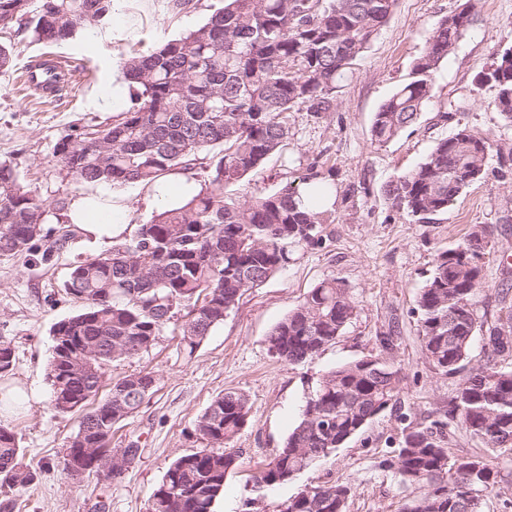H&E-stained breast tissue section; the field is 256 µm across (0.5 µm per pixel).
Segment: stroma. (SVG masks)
Wrapping results in <instances>:
<instances>
[{
	"instance_id": "stroma-1",
	"label": "stroma",
	"mask_w": 512,
	"mask_h": 512,
	"mask_svg": "<svg viewBox=\"0 0 512 512\" xmlns=\"http://www.w3.org/2000/svg\"><path fill=\"white\" fill-rule=\"evenodd\" d=\"M463 2L398 0L342 81L333 109L317 119L303 109L290 112L291 134L280 151L234 186L237 198H249L314 172L334 186L336 204L314 243L246 293L193 354L182 350V320L176 317L147 351L107 367L109 383L139 371L155 377L151 397L113 429V447H126L136 438L142 448L140 461L121 479L72 480L63 473L60 458L80 417L56 412L47 380L50 331L78 309L64 284L76 265L111 251V244L91 242L78 232L46 261L0 255V340L11 342L16 355L13 371L0 378V396L16 387L30 394L21 409L0 415V425L16 431L23 459L37 474L33 489H0V501L14 500L13 512H96L99 501L107 512H149L150 496L170 463L201 449L193 434L197 418L230 389L248 395L250 410L231 443L239 466L228 476L214 512H248L258 467L281 448L322 376L376 354L377 336L389 333L402 377L397 404L327 458L265 491L260 506L277 512L304 487L346 479L353 487L347 512H399L402 493L387 465L401 438L399 416L424 421L447 406L455 389L453 377L429 367L418 336L416 300L438 251L456 246L476 228H487L477 314L492 321L512 305L511 160L490 156L482 179L426 223L392 207L384 193L390 181L414 169L458 125L512 145V124L493 106L494 87L478 82L494 51L512 45V0H477V18L434 73L432 97L416 124L387 143L371 140L375 112L412 80L435 24ZM218 5V0H196L179 9L173 0H154L153 10L145 11L139 0H131L132 11L140 15L136 36L108 18L98 27L99 38L83 28L54 44L35 41L19 20L0 27V42L11 45L15 55L14 72L0 76V163L14 168L24 189L50 201L91 192V185L76 181L57 163L59 139L75 127L104 128L118 120V113L93 105L91 94L119 77L121 58L180 38L203 25ZM49 56L77 66L69 87L53 100L18 91L17 70ZM444 103L455 107L446 117L440 112ZM331 277L343 280L358 299L357 317L313 360L281 361L269 347L272 329L311 288Z\"/></svg>"
}]
</instances>
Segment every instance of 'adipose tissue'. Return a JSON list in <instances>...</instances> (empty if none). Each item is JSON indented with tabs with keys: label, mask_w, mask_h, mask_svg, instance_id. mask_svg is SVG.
Returning a JSON list of instances; mask_svg holds the SVG:
<instances>
[{
	"label": "adipose tissue",
	"mask_w": 512,
	"mask_h": 512,
	"mask_svg": "<svg viewBox=\"0 0 512 512\" xmlns=\"http://www.w3.org/2000/svg\"><path fill=\"white\" fill-rule=\"evenodd\" d=\"M136 211L135 204L129 199L97 192L75 198L66 216L93 241L102 242L127 232Z\"/></svg>",
	"instance_id": "obj_1"
}]
</instances>
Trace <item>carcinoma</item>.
I'll return each mask as SVG.
<instances>
[{
    "mask_svg": "<svg viewBox=\"0 0 512 512\" xmlns=\"http://www.w3.org/2000/svg\"><path fill=\"white\" fill-rule=\"evenodd\" d=\"M0 0V23L24 17L38 41H65L95 26L112 0ZM397 0H224L187 36L161 43L123 62L133 88L130 106L103 129H73L56 147L73 179L89 184H151L175 171L204 175L201 190L163 209L135 235L112 241V251L75 266L65 293L79 304L52 330L48 378L54 408L81 413L63 454L85 475L112 468V427L131 417L153 393L155 378L139 371L112 383L114 400H95L105 367L147 351L163 327L183 313L188 353L224 322L241 297L288 266L296 248L314 241L326 223L334 188L317 175L243 201L225 189L288 140V112L304 106L328 112L344 76L388 22ZM475 0L440 19L415 65L414 79L375 112L371 139L385 143L418 119L432 97L433 74L474 21ZM482 80L496 89L495 106L512 122V48L497 54ZM224 149L214 152L216 146ZM512 147L478 137L468 127L439 140L412 171L385 189L391 204L418 222L448 211L462 190L481 178L491 152ZM51 204L23 189L14 169L0 164V254L33 256L50 237L62 245L72 230L47 231ZM484 228L438 252L417 297L418 335L428 364L457 375L448 408L424 425L401 415L402 439L389 467L404 490L400 512H483V497L512 455V308L488 325L483 359L471 364L477 327ZM344 281L322 280L271 331L275 356L290 364L335 343L358 314ZM393 338L379 337L370 367L365 359L323 375L299 422L273 458L254 475L258 486L293 480L360 433L397 400L400 370ZM15 364L11 343L0 340V375ZM248 396L228 390L197 419L203 448L174 460L150 499L149 512H213L238 455L228 445L249 414ZM485 444L486 456H459L448 448V421ZM35 473L23 461L17 433L0 426V489L27 490ZM352 486L336 481L306 486L279 512H347Z\"/></svg>",
    "mask_w": 512,
    "mask_h": 512,
    "instance_id": "cac0c4a2",
    "label": "carcinoma"
}]
</instances>
